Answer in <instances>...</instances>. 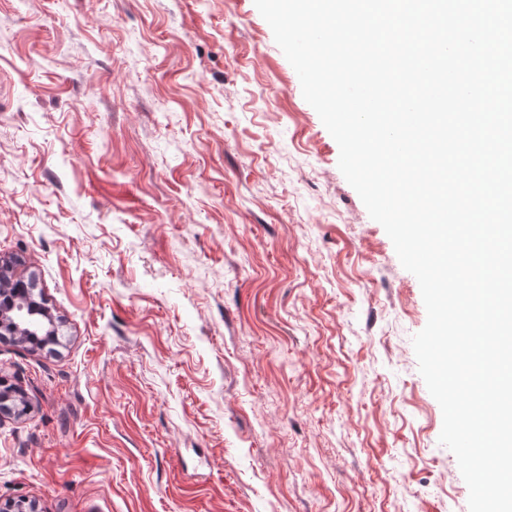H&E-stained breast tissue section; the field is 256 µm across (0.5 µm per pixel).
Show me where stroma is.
Here are the masks:
<instances>
[{"instance_id": "35a3bbf8", "label": "stroma", "mask_w": 512, "mask_h": 512, "mask_svg": "<svg viewBox=\"0 0 512 512\" xmlns=\"http://www.w3.org/2000/svg\"><path fill=\"white\" fill-rule=\"evenodd\" d=\"M254 0H0V506L469 512L417 278ZM15 263L13 259L0 257V335L18 336L20 342L32 344L31 340L37 333L31 331L16 317V311L22 310L26 305L22 293L28 291L37 303L33 305L34 310L31 312V315H39L47 325L46 331L44 328V334L38 332L39 336H55L54 322L46 309L35 299L33 294L34 286L15 275L10 277L6 275L14 271ZM21 315L28 319L34 318L28 314L26 308L21 311Z\"/></svg>"}]
</instances>
